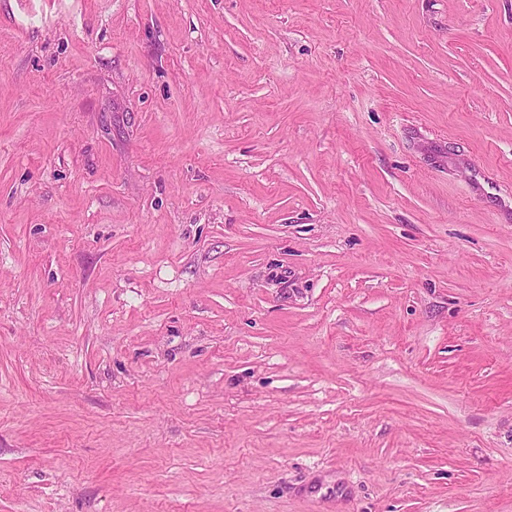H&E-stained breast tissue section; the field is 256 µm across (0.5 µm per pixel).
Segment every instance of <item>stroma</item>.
I'll use <instances>...</instances> for the list:
<instances>
[{
	"label": "stroma",
	"mask_w": 512,
	"mask_h": 512,
	"mask_svg": "<svg viewBox=\"0 0 512 512\" xmlns=\"http://www.w3.org/2000/svg\"><path fill=\"white\" fill-rule=\"evenodd\" d=\"M0 512H512V0H0Z\"/></svg>",
	"instance_id": "stroma-1"
}]
</instances>
